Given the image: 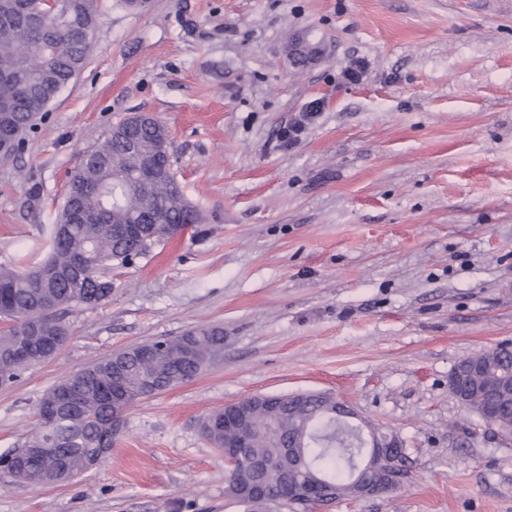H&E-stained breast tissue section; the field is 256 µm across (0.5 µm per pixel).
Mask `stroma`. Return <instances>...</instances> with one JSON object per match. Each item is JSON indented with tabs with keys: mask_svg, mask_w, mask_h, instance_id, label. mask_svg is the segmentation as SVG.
<instances>
[{
	"mask_svg": "<svg viewBox=\"0 0 512 512\" xmlns=\"http://www.w3.org/2000/svg\"><path fill=\"white\" fill-rule=\"evenodd\" d=\"M98 5L84 69L0 158V267L48 255L70 173L131 112L167 125L203 221L113 268L111 300L62 311L63 349L0 387V454L37 433L47 390L104 357L215 325L224 352L126 408L72 481L0 474V512H243L200 424L300 391L409 456L398 488L318 512H512V437L448 389L460 359L512 345V0ZM301 38L316 57L288 55Z\"/></svg>",
	"mask_w": 512,
	"mask_h": 512,
	"instance_id": "1",
	"label": "stroma"
}]
</instances>
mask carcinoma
I'll return each mask as SVG.
<instances>
[{"label":"carcinoma","instance_id":"cac0c4a2","mask_svg":"<svg viewBox=\"0 0 512 512\" xmlns=\"http://www.w3.org/2000/svg\"><path fill=\"white\" fill-rule=\"evenodd\" d=\"M10 9L0 15V105L12 109L20 131L31 125L38 114L84 68L93 47L94 33L100 24L97 0H68L67 15L48 24L35 20L39 0H9ZM124 118L111 129L104 144L87 153L72 174L66 200L78 198L94 221L72 224L68 206H63L57 224H69L68 232L54 231L46 261L59 273L56 277L36 280L43 265L37 262L23 271L0 268V316L11 321L0 334V386L15 383L30 366L53 358L68 339V329L57 317L63 307L87 306L105 302L112 289L102 287L104 271L112 266L126 267L149 252L162 238L147 243L124 237L114 231L123 223L145 218L173 235L185 224L200 220L197 209L185 198L178 181L161 178L142 184L139 172L144 155L151 153L157 164L170 166L168 130L159 121L139 131L142 150L128 147ZM85 262V277L75 284L68 270L77 258ZM37 317L40 333L28 337L27 320ZM194 358L184 364L183 375L173 373L172 366L182 362L178 338H161L146 342L154 347L152 355L129 359L128 394L112 399V357L99 360L67 376L41 398L38 411L62 408L52 426L40 424L33 439L45 453L18 456L29 473L31 483L44 484L55 474L56 482L67 483L88 468L90 455L99 448H110L117 436L112 427L114 411L124 412L131 403L150 396L141 390L148 381L163 392L181 384L204 370L224 352V329L220 326L192 330ZM482 370L473 379L477 387H494L512 381V352L486 351L478 356ZM331 405L321 398H289L283 394L278 402V421L271 423L264 413L256 416L257 430L250 435L249 454L269 466L260 470H243L229 464L232 486L252 481L266 487L277 499L296 475L288 464V448H298L309 458V467L299 478L306 483L325 479L336 485L339 497H353L351 474L361 454L356 433L338 425L330 414ZM493 426L503 435H512V394L503 395L496 404ZM205 437L217 448L224 439L239 433L224 431L217 424L204 430Z\"/></svg>","mask_w":512,"mask_h":512}]
</instances>
